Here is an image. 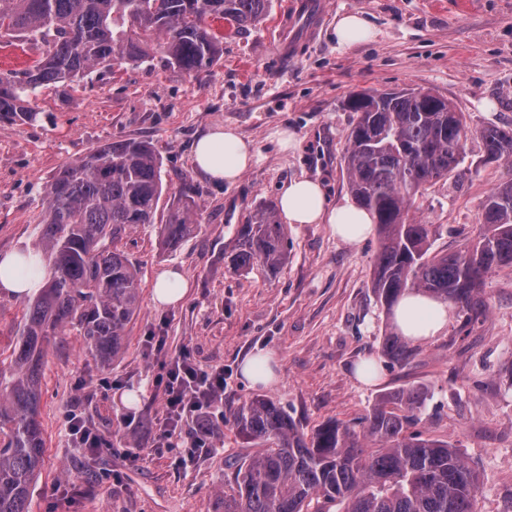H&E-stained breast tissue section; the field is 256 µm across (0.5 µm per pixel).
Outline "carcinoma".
Wrapping results in <instances>:
<instances>
[{"label": "carcinoma", "mask_w": 512, "mask_h": 512, "mask_svg": "<svg viewBox=\"0 0 512 512\" xmlns=\"http://www.w3.org/2000/svg\"><path fill=\"white\" fill-rule=\"evenodd\" d=\"M271 0H0V36L42 41L21 71L0 74V121H33L30 93L46 84L145 62L160 51L168 64L198 74L219 61L224 39L263 23ZM347 135L348 191L377 224L373 293L392 308L419 292L452 304L462 328L484 316V285L512 267V181L482 203L476 242L432 251L436 229L410 217L420 188L445 178L466 158L463 113L430 90L356 93ZM480 137L490 160L512 161V128L489 126ZM162 162L145 140L123 139L67 163L46 190L35 251L51 277L27 303L9 363L0 362V512H28L31 485L43 464L38 420L40 371L51 338L84 337L101 364L122 351L126 325L140 310L138 269L117 249L129 230L152 224L162 194ZM274 203L239 225L224 252L228 266L255 262L276 272L288 261V238ZM197 204L185 195L169 210L161 242L176 248L198 229ZM415 348L389 332L384 367L406 363ZM426 401L419 388L383 396L364 417L332 420L306 433L264 395L234 416L242 439L266 448L237 469L231 492L214 512H476L478 478L448 442L416 426Z\"/></svg>", "instance_id": "cac0c4a2"}]
</instances>
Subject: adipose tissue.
Listing matches in <instances>:
<instances>
[{
    "label": "adipose tissue",
    "instance_id": "ef3b65f1",
    "mask_svg": "<svg viewBox=\"0 0 512 512\" xmlns=\"http://www.w3.org/2000/svg\"><path fill=\"white\" fill-rule=\"evenodd\" d=\"M192 159L196 171L215 183H234L255 161L250 141L237 130L216 125L197 138ZM282 216L291 224H327L338 238L348 242L364 239L372 229L368 213L353 206H328L320 181L294 179L279 197ZM47 271L33 250H12L0 254V294L16 299L37 291L45 283ZM447 303L422 294L403 296L394 309V318L403 335L422 341L447 324Z\"/></svg>",
    "mask_w": 512,
    "mask_h": 512
}]
</instances>
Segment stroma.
<instances>
[{
    "mask_svg": "<svg viewBox=\"0 0 512 512\" xmlns=\"http://www.w3.org/2000/svg\"><path fill=\"white\" fill-rule=\"evenodd\" d=\"M314 39L295 60L277 65L276 20L292 0H272L271 16L224 41L210 70L189 75L162 56L117 70L98 69L63 85L36 89L33 122H0V253L33 248L44 192L68 162L107 143L139 137L162 161L156 221L141 224L118 247L139 267L141 309L126 326L123 352L111 365L93 358L83 336L52 341L41 377L44 464L29 512H213L235 464L258 451L236 434L237 406L268 396L311 431L330 420L366 415L384 394L424 388L420 430L455 446L478 475L477 512H512V267L484 288L486 315L469 332L450 315L432 339L417 342L406 364L372 383L355 369L377 356L393 331L391 312L371 288L376 235L349 243L327 224H290L288 261L278 272L261 263L233 271L224 260L239 224L283 185L314 178L330 204L350 203L344 166L356 92L430 89L463 112L471 137L464 163L417 195L411 217L434 225L433 251L476 239L481 205L512 178V165L485 158L480 131L512 128V0H322ZM363 13L373 42L340 47L337 14ZM231 126L251 141L258 161L233 184H216L194 168L193 140L209 127ZM294 133L282 149L276 133ZM197 189L199 230L179 247L160 242V226L185 183ZM178 267L191 280L185 301L159 308L151 300L158 271ZM163 337L162 353L147 339ZM189 350L197 368H223L224 395L211 420L207 448H157L163 411L160 365ZM274 357L276 380L256 387L241 374L251 353ZM134 403H125V396ZM105 438L90 454L69 435L71 413Z\"/></svg>",
    "mask_w": 512,
    "mask_h": 512,
    "instance_id": "1",
    "label": "stroma"
}]
</instances>
